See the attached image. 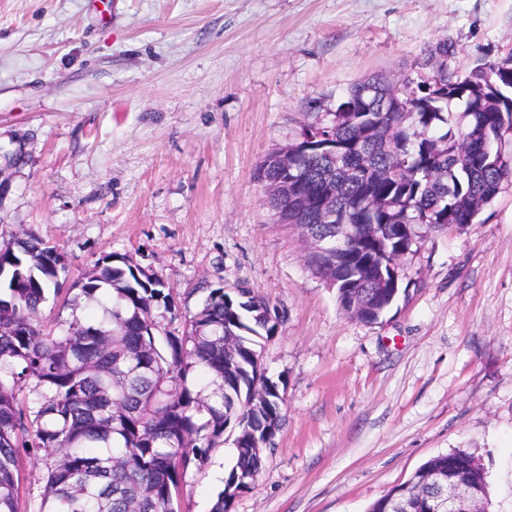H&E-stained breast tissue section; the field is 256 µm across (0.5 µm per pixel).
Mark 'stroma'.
Wrapping results in <instances>:
<instances>
[{
	"mask_svg": "<svg viewBox=\"0 0 512 512\" xmlns=\"http://www.w3.org/2000/svg\"><path fill=\"white\" fill-rule=\"evenodd\" d=\"M511 54L512 0H0V240L59 246L70 284L129 257L172 291L174 334L209 281L277 308L283 421L230 512H367L453 450L512 512V183L473 224L420 229L406 295L367 324L257 179L357 81ZM235 455L211 452L182 512H209Z\"/></svg>",
	"mask_w": 512,
	"mask_h": 512,
	"instance_id": "obj_1",
	"label": "stroma"
}]
</instances>
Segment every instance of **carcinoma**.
Masks as SVG:
<instances>
[{"label":"carcinoma","mask_w":512,"mask_h":512,"mask_svg":"<svg viewBox=\"0 0 512 512\" xmlns=\"http://www.w3.org/2000/svg\"><path fill=\"white\" fill-rule=\"evenodd\" d=\"M436 86L391 87L375 76L351 86L323 123L303 125L282 151L267 154L258 179L288 180L281 195L265 198L285 224H308L322 252L313 272L337 281L346 312L354 303L389 311L406 289L382 288L381 276L400 269V248L418 228H462L512 181V165L487 158L501 114L512 113V77L497 87L471 70L448 84V69L431 59ZM317 130L331 137L342 168L336 173L337 224H354L347 243L322 220L326 189L321 145L305 140ZM66 261L42 239L24 232L0 243V512H21L20 454L35 455L40 486L35 512H180L187 478L224 441V420L244 416L245 436L225 486L245 491L263 459L250 439L264 436L268 414L283 398L242 411L260 340L276 332L277 313L249 290L206 289L183 332L162 329L160 311L174 313L171 292L152 277H136L107 255L85 280L63 287ZM70 318L56 329L40 321L49 295ZM236 338L233 354L224 337ZM475 457L453 450L423 463L488 497Z\"/></svg>","instance_id":"carcinoma-1"}]
</instances>
